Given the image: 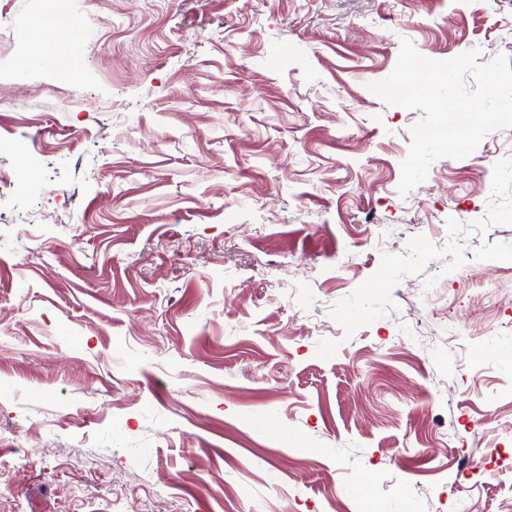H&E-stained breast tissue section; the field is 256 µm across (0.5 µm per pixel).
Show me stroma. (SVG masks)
<instances>
[{
	"mask_svg": "<svg viewBox=\"0 0 512 512\" xmlns=\"http://www.w3.org/2000/svg\"><path fill=\"white\" fill-rule=\"evenodd\" d=\"M73 2L0 0V512H512V132L413 205L368 89L512 0Z\"/></svg>",
	"mask_w": 512,
	"mask_h": 512,
	"instance_id": "stroma-1",
	"label": "stroma"
}]
</instances>
